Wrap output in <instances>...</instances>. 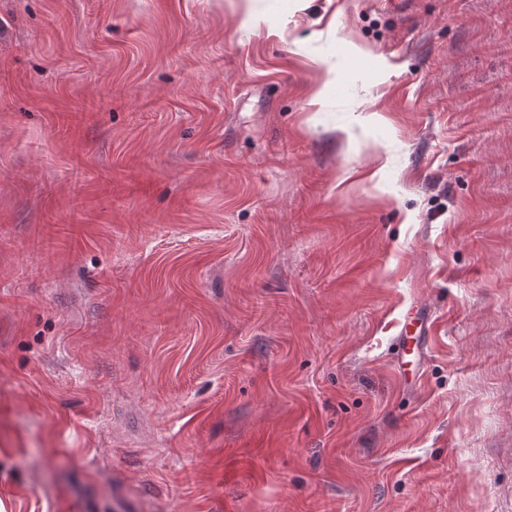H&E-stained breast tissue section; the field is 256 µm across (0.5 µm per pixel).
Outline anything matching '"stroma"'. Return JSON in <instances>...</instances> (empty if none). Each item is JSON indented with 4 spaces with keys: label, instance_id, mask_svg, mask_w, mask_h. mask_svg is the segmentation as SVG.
<instances>
[{
    "label": "stroma",
    "instance_id": "1",
    "mask_svg": "<svg viewBox=\"0 0 512 512\" xmlns=\"http://www.w3.org/2000/svg\"><path fill=\"white\" fill-rule=\"evenodd\" d=\"M120 495L512 512V0H0V512ZM412 313L408 312L402 323L401 330L396 338V345L401 349V357L399 361V368L405 372V365H412V361H405V356H411L415 349L419 354V357L423 354L425 336L429 334V317L420 314L411 316ZM417 324H414L416 323ZM415 327L416 330L413 332L411 329Z\"/></svg>",
    "mask_w": 512,
    "mask_h": 512
}]
</instances>
